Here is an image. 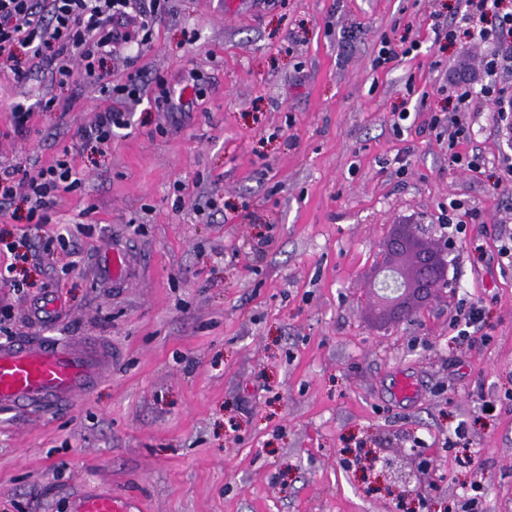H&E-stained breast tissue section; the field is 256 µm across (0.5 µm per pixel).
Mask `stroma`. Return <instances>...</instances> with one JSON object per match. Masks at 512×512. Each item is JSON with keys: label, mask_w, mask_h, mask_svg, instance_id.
<instances>
[{"label": "stroma", "mask_w": 512, "mask_h": 512, "mask_svg": "<svg viewBox=\"0 0 512 512\" xmlns=\"http://www.w3.org/2000/svg\"><path fill=\"white\" fill-rule=\"evenodd\" d=\"M460 18L458 0H167L149 43L105 65L141 71L137 101L0 65V165L34 174L65 152L82 178L45 224L22 196L0 205L16 245L0 268L18 281L0 287V343L39 332L113 351L73 403L0 410V512H69L102 491L144 512H462L474 483L480 512H512V267L497 253L512 143L483 100L467 138L431 125L494 49L433 30ZM385 40L413 51L374 67ZM163 89L182 109L156 102ZM113 109L125 125L97 145ZM452 148L483 166L460 170ZM454 200L476 214L447 291L387 325L366 293L387 236L416 223L445 237ZM116 235L140 261L118 287L94 273ZM46 296L63 311L34 321ZM470 302L482 318L463 337ZM402 375L418 394L399 402Z\"/></svg>", "instance_id": "stroma-1"}]
</instances>
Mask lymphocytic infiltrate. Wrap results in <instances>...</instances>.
<instances>
[{
    "label": "lymphocytic infiltrate",
    "instance_id": "obj_1",
    "mask_svg": "<svg viewBox=\"0 0 512 512\" xmlns=\"http://www.w3.org/2000/svg\"><path fill=\"white\" fill-rule=\"evenodd\" d=\"M134 0H0V63L13 59L16 45H28L33 55L53 63L60 81L70 80L73 60H80L81 75L98 84L104 94L121 99H138L141 86L133 80L108 77L103 61L117 39L114 21L126 18ZM463 21L473 28L472 36L497 45L484 62L486 83L480 92L460 85L454 90L456 112L474 108L477 99L490 101L497 121L512 126V91L500 81L512 76V7L505 0H464ZM78 183L66 156L37 174L14 164L0 168V201L12 199L25 189L29 218L47 223V212L56 192L68 191Z\"/></svg>",
    "mask_w": 512,
    "mask_h": 512
}]
</instances>
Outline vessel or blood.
<instances>
[{
  "label": "vessel or blood",
  "instance_id": "vessel-or-blood-1",
  "mask_svg": "<svg viewBox=\"0 0 512 512\" xmlns=\"http://www.w3.org/2000/svg\"><path fill=\"white\" fill-rule=\"evenodd\" d=\"M104 269L116 284L131 274V254L123 241L114 242ZM111 363V349L92 340L74 347L48 336H24L0 344V408L48 411L69 404L87 393ZM72 512H132V506L97 494L76 499Z\"/></svg>",
  "mask_w": 512,
  "mask_h": 512
}]
</instances>
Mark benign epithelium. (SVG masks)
I'll return each instance as SVG.
<instances>
[{"instance_id":"1","label":"benign epithelium","mask_w":512,"mask_h":512,"mask_svg":"<svg viewBox=\"0 0 512 512\" xmlns=\"http://www.w3.org/2000/svg\"><path fill=\"white\" fill-rule=\"evenodd\" d=\"M452 241L436 244L433 252H417L410 269L394 262L393 256L408 251V238L392 236L384 246L374 279L369 284L371 296L389 312L392 323L401 324L416 317L436 291L448 288V250Z\"/></svg>"}]
</instances>
